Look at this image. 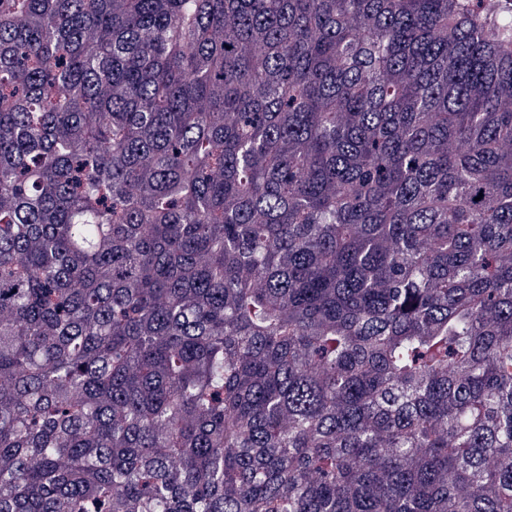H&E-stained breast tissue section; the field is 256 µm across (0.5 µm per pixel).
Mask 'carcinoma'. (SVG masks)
Segmentation results:
<instances>
[{
	"instance_id": "1",
	"label": "carcinoma",
	"mask_w": 512,
	"mask_h": 512,
	"mask_svg": "<svg viewBox=\"0 0 512 512\" xmlns=\"http://www.w3.org/2000/svg\"><path fill=\"white\" fill-rule=\"evenodd\" d=\"M484 2L0 0V512H512Z\"/></svg>"
}]
</instances>
